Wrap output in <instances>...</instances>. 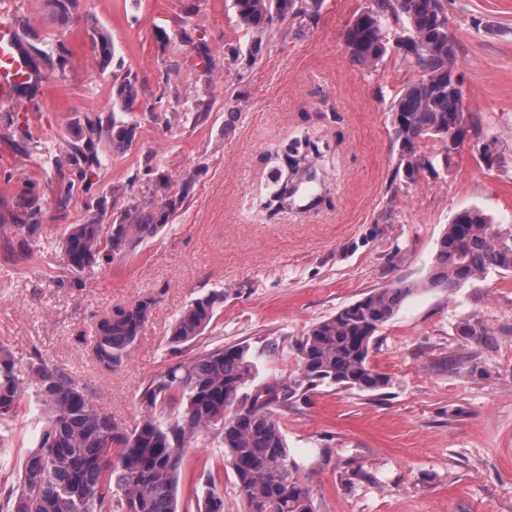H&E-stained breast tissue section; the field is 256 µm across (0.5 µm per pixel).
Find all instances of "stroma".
I'll use <instances>...</instances> for the list:
<instances>
[{"mask_svg": "<svg viewBox=\"0 0 512 512\" xmlns=\"http://www.w3.org/2000/svg\"><path fill=\"white\" fill-rule=\"evenodd\" d=\"M368 3L323 0L316 19L301 18L302 34L272 32L256 64L241 71L227 56L247 53L251 39L233 0H74L66 23L54 20L52 0H0V13L24 22L22 41L41 64L36 92L0 108V224L36 204L45 228L38 251H0V341L20 360L37 352L71 372L129 430L141 419L144 383L193 351L243 342L261 378L289 381L298 373L295 343L315 323L371 289L418 285L371 351L390 379L386 392L322 386L276 409L290 453L317 512H512V274L492 272L451 292L424 285L458 211L477 207L512 224V0H444L459 44L455 68L482 134L413 183L395 175L389 112L413 74L393 50L365 70L343 43ZM94 24L112 39L105 70L91 50ZM185 28L192 43L179 38ZM124 75L139 86L126 111L112 107V85ZM203 89L211 106L194 123ZM171 112L186 118L168 122ZM110 114L134 125L132 148L107 153L59 207L55 159L89 121ZM308 127L331 144L327 200L268 217L259 199L272 156ZM487 140L499 156L491 167L480 155ZM150 166L176 188L198 170L182 207L153 240L85 274L82 287H58L67 269L52 241L101 204L111 223L128 198L147 195ZM214 289L224 302L194 349L171 350L175 318ZM145 296L158 302L129 360L99 370L89 346L97 321ZM464 321L487 326L491 344L460 336ZM269 340L276 353L266 351ZM473 359L488 377L469 375ZM44 421L30 391L0 421L1 493L18 484ZM208 483L224 512H245L223 449L203 435L181 464L178 512H197Z\"/></svg>", "mask_w": 512, "mask_h": 512, "instance_id": "35a3bbf8", "label": "stroma"}]
</instances>
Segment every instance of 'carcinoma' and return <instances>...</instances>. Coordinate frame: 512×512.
<instances>
[{"instance_id":"cac0c4a2","label":"carcinoma","mask_w":512,"mask_h":512,"mask_svg":"<svg viewBox=\"0 0 512 512\" xmlns=\"http://www.w3.org/2000/svg\"><path fill=\"white\" fill-rule=\"evenodd\" d=\"M237 24L252 36L249 54L232 62L245 70L256 64L263 38L299 17L312 18L321 0H233ZM419 46L401 55L415 73L390 105L394 140L404 177L414 182L420 173L435 170V156L416 150L433 140L448 152V137L464 126L477 128L464 97L452 88L449 68L458 44L448 33L443 0H369L343 33L350 60L375 68L398 32ZM92 51L100 69L113 58L112 40L94 32ZM139 95L137 82L124 77L112 86V100L127 108ZM134 127L122 121L94 120L81 134V143L56 161L71 171L63 179L57 203L67 204L74 180H87L102 165L99 146L119 153L130 149ZM324 142L308 134L292 140L283 151L280 180L262 195L270 214L291 203L302 212L320 205L324 196L309 191L312 182L328 180L327 169L315 162ZM149 190L168 198L169 211L153 202L133 201L112 223L97 216L68 225L56 242L70 277L63 288H80V275L125 256L157 236L169 214L182 206L194 174L182 189L171 193L167 178L146 168ZM39 212L31 206L26 219L14 225L32 237L42 230ZM512 272V224H495L478 207L459 211L442 235L426 288L452 291L491 272ZM415 288L401 281L375 288L312 326L297 343L298 378L255 383L258 367L250 346L238 343L198 354L170 366L143 388L138 426L127 432L93 399L88 389L65 370L48 365L39 353L23 363L0 343V420L14 415L24 386L33 388L47 420L29 451L20 488L0 496V512H177V476L187 449L202 434L224 448L225 463L244 494L246 512H316L310 486L289 458L288 446L274 408L306 398L324 384L376 392L390 379L370 362L376 332L388 322ZM224 302L217 290L194 299L171 327L169 344L180 349L193 343ZM156 299L143 297L116 309L96 323L91 358L113 372L123 366L152 316ZM460 336L481 343L488 336L482 324L464 322ZM197 512H224V496L205 491Z\"/></svg>"}]
</instances>
